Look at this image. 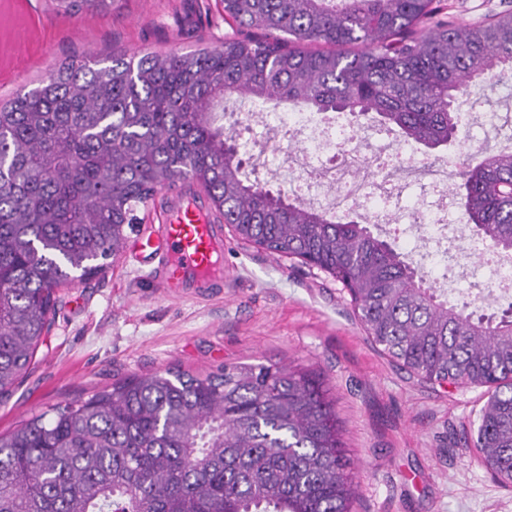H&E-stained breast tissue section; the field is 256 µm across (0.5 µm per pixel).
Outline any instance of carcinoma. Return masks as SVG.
<instances>
[{
	"mask_svg": "<svg viewBox=\"0 0 512 512\" xmlns=\"http://www.w3.org/2000/svg\"><path fill=\"white\" fill-rule=\"evenodd\" d=\"M69 14L114 0H54ZM260 35L194 53L71 63L0 104V396L30 368L59 288L116 257L138 205L192 179L241 241L347 289L380 352L491 395L478 449L512 477V303L450 304L355 209H321L245 172L224 100L371 117L427 149L468 139L457 102L512 80V12L445 20V0H222ZM465 226L512 251V151L464 156ZM333 401L312 372L226 364L135 376L0 435V512H352Z\"/></svg>",
	"mask_w": 512,
	"mask_h": 512,
	"instance_id": "carcinoma-1",
	"label": "carcinoma"
}]
</instances>
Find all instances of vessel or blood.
I'll return each mask as SVG.
<instances>
[{
    "label": "vessel or blood",
    "instance_id": "b4317fda",
    "mask_svg": "<svg viewBox=\"0 0 512 512\" xmlns=\"http://www.w3.org/2000/svg\"><path fill=\"white\" fill-rule=\"evenodd\" d=\"M164 237L173 261L165 265L162 276L171 294L223 282L224 240L208 214L189 203H177L167 213Z\"/></svg>",
    "mask_w": 512,
    "mask_h": 512
}]
</instances>
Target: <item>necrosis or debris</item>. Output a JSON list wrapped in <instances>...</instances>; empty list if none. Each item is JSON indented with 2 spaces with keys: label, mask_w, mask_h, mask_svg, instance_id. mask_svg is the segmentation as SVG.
<instances>
[{
  "label": "necrosis or debris",
  "mask_w": 512,
  "mask_h": 512,
  "mask_svg": "<svg viewBox=\"0 0 512 512\" xmlns=\"http://www.w3.org/2000/svg\"><path fill=\"white\" fill-rule=\"evenodd\" d=\"M255 123L266 127H296L305 134L299 152L300 167L293 170L290 191L302 200L332 209L359 203L373 210L384 224L405 226L419 238L439 241L437 261L448 259V229L455 225L457 203L448 193V183L439 173L419 180L395 172L391 156L394 142L385 131L372 133L367 151H360L352 123L332 115L306 112H259ZM418 187L415 207H408L410 187Z\"/></svg>",
  "instance_id": "obj_1"
}]
</instances>
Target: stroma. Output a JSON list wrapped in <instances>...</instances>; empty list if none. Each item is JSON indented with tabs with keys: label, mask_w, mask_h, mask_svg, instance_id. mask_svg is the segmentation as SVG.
<instances>
[{
	"label": "stroma",
	"mask_w": 512,
	"mask_h": 512,
	"mask_svg": "<svg viewBox=\"0 0 512 512\" xmlns=\"http://www.w3.org/2000/svg\"><path fill=\"white\" fill-rule=\"evenodd\" d=\"M220 0H120L77 15L54 0H0V101L71 62L189 52L236 36ZM253 127L240 152L260 181L279 183L289 139L267 151ZM203 197L194 181L158 192L105 276L59 291L61 310L30 370L0 399V433L23 420L155 372L205 376L227 364L286 363L330 389L357 486L353 512H512V486L484 466L473 435L487 388L423 381L367 341L343 286L299 261L224 236V285L168 296L159 275L164 212L173 194Z\"/></svg>",
	"instance_id": "obj_1"
}]
</instances>
